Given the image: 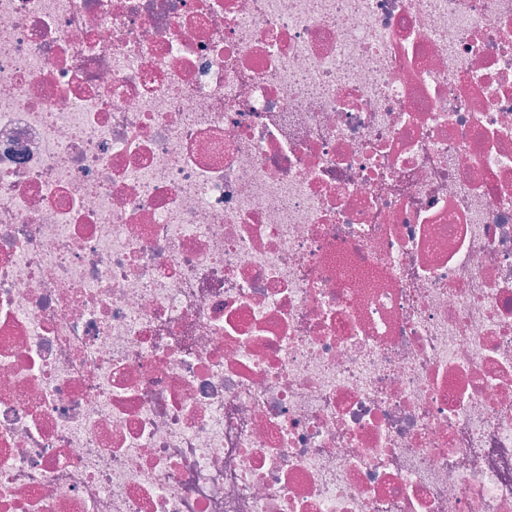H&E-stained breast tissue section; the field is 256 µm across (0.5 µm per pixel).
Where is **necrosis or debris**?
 Here are the masks:
<instances>
[{"mask_svg": "<svg viewBox=\"0 0 512 512\" xmlns=\"http://www.w3.org/2000/svg\"><path fill=\"white\" fill-rule=\"evenodd\" d=\"M0 512H512V0H0Z\"/></svg>", "mask_w": 512, "mask_h": 512, "instance_id": "obj_1", "label": "necrosis or debris"}]
</instances>
